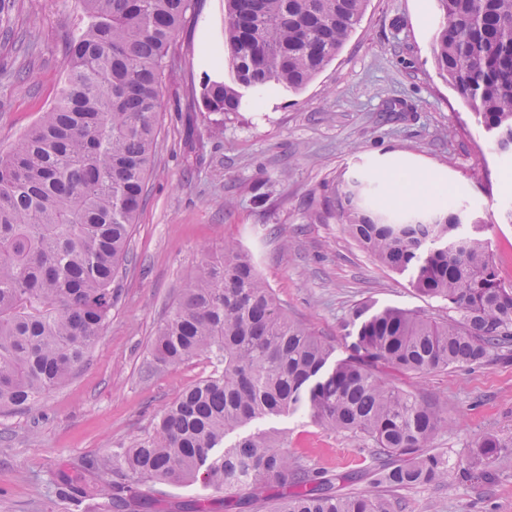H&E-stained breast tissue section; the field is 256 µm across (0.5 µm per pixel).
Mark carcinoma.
<instances>
[{"label": "carcinoma", "instance_id": "carcinoma-1", "mask_svg": "<svg viewBox=\"0 0 512 512\" xmlns=\"http://www.w3.org/2000/svg\"><path fill=\"white\" fill-rule=\"evenodd\" d=\"M368 0H224L227 77L205 78L203 110H242L249 94L298 91L333 59ZM431 50L439 73L470 105L494 149L512 154V0H437ZM80 23L65 45L64 87L0 153V408H23L65 384L112 312V282L146 202L157 115L172 44L192 0H74ZM345 231L391 270L416 268L414 287L448 302L437 321L386 307L361 320L352 354L324 369L332 348L288 318L252 257L236 244L192 267L150 342L158 363L206 357L222 370L167 405L154 431L90 464L115 480L63 475L58 494L141 512L150 483L198 484L252 512H396L371 491L343 492L288 451V437H224L304 407L310 423L367 442L375 484L411 488L486 477L512 438L483 436L465 461L428 449L448 418L392 386L386 371L428 374L482 363L512 345V284L490 259L486 225L460 232V213L420 200L403 210L368 177L342 192Z\"/></svg>", "mask_w": 512, "mask_h": 512}]
</instances>
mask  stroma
Here are the masks:
<instances>
[{
    "label": "stroma",
    "instance_id": "35a3bbf8",
    "mask_svg": "<svg viewBox=\"0 0 512 512\" xmlns=\"http://www.w3.org/2000/svg\"><path fill=\"white\" fill-rule=\"evenodd\" d=\"M78 17L69 0H13L0 15V152L8 151L57 97L64 47ZM224 0H198L178 34L158 114L145 205L102 336L77 373L37 402L0 412V512H74L56 497L60 475L97 480L88 465L152 433L163 408L213 366L155 362L149 342L187 285L202 253L233 241L289 317L333 347L352 351L348 319L367 305L447 319V302L420 294L414 270L378 263L329 214L354 178L409 172L436 177L440 204L481 218L500 278L512 282V158L488 137L431 53L442 22L435 0H368L336 58L296 92L269 91L226 115L214 131L200 103L204 78H223ZM392 385L436 404L448 428L433 442L451 460L484 435L512 436V354ZM259 431L287 435L288 448L344 490L370 487L367 446L314 427L304 412L259 419L229 434L232 446ZM479 483L454 480L399 491L405 512H512V455Z\"/></svg>",
    "mask_w": 512,
    "mask_h": 512
}]
</instances>
